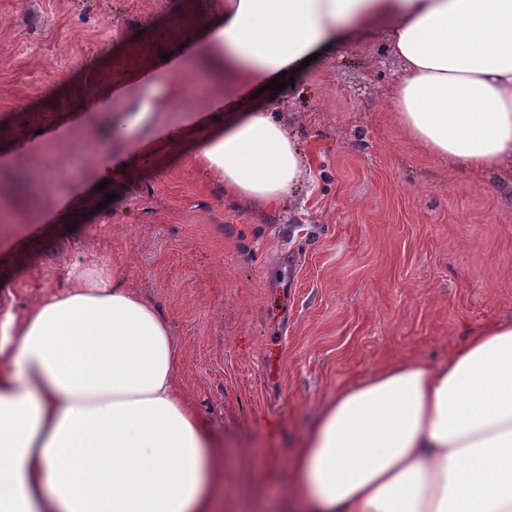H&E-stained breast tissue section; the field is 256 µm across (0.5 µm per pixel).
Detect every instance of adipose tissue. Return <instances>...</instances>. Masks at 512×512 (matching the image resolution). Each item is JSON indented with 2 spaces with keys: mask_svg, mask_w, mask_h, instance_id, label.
Segmentation results:
<instances>
[{
  "mask_svg": "<svg viewBox=\"0 0 512 512\" xmlns=\"http://www.w3.org/2000/svg\"><path fill=\"white\" fill-rule=\"evenodd\" d=\"M383 27L403 132L453 168L512 170V0H224L194 62L227 106L186 110L165 146L189 143L229 199L278 209L300 142L241 89ZM66 280L0 309V512H214L224 456L158 310L105 261ZM290 472L285 512H512V321L340 389Z\"/></svg>",
  "mask_w": 512,
  "mask_h": 512,
  "instance_id": "1",
  "label": "adipose tissue"
}]
</instances>
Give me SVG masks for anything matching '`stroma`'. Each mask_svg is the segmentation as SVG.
Returning a JSON list of instances; mask_svg holds the SVG:
<instances>
[{
  "label": "stroma",
  "instance_id": "35a3bbf8",
  "mask_svg": "<svg viewBox=\"0 0 512 512\" xmlns=\"http://www.w3.org/2000/svg\"><path fill=\"white\" fill-rule=\"evenodd\" d=\"M224 0H0V286L21 311L106 260L165 320L178 388L224 446L222 512H281L291 461L320 406L380 365H437L512 320V175L448 166L397 125L388 30L268 91L306 158L299 193L257 214L187 151L130 161L114 77L191 58ZM157 126L186 105L145 88ZM98 97L101 111L83 110ZM131 173L101 185L103 164ZM59 164L57 182L34 173ZM113 201H106V194ZM277 479L266 477L268 461Z\"/></svg>",
  "mask_w": 512,
  "mask_h": 512
}]
</instances>
